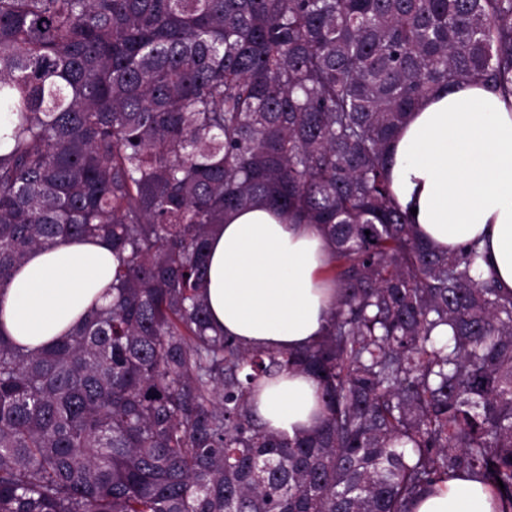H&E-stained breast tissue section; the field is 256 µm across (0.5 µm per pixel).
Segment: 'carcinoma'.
<instances>
[{"instance_id":"carcinoma-1","label":"carcinoma","mask_w":512,"mask_h":512,"mask_svg":"<svg viewBox=\"0 0 512 512\" xmlns=\"http://www.w3.org/2000/svg\"><path fill=\"white\" fill-rule=\"evenodd\" d=\"M460 82L512 93V0H0V291L66 239L116 263L60 344L0 335V512H409L460 473L512 512V293L388 176ZM260 200L332 246L300 352L209 334V234ZM283 372L321 385L294 438L249 403Z\"/></svg>"}]
</instances>
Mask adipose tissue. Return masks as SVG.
Returning <instances> with one entry per match:
<instances>
[{
	"label": "adipose tissue",
	"mask_w": 512,
	"mask_h": 512,
	"mask_svg": "<svg viewBox=\"0 0 512 512\" xmlns=\"http://www.w3.org/2000/svg\"><path fill=\"white\" fill-rule=\"evenodd\" d=\"M391 189L424 241L439 250L476 242L485 272L512 291V95L461 83L426 98L390 144ZM332 248L312 224H291L264 203L234 212L208 240L203 295L211 326L243 346L296 352L327 331L336 289ZM112 249L97 237L31 251L0 292V333L30 350L66 336L103 302ZM310 375L260 379L251 405L290 436L320 424ZM496 491L466 475L434 485L411 512H498Z\"/></svg>",
	"instance_id": "obj_1"
}]
</instances>
